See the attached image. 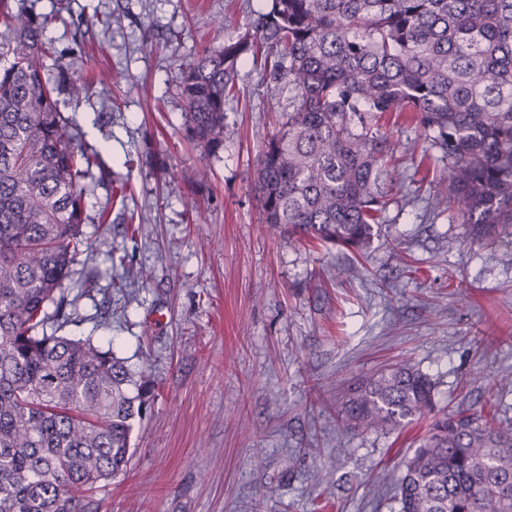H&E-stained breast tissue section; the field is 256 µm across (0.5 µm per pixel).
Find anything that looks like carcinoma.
Here are the masks:
<instances>
[{
    "mask_svg": "<svg viewBox=\"0 0 512 512\" xmlns=\"http://www.w3.org/2000/svg\"><path fill=\"white\" fill-rule=\"evenodd\" d=\"M0 25V512H92L86 493L126 467L154 387L62 334L96 155L59 96L78 103L86 85L62 62L50 73L39 17L0 0ZM248 53L293 92L257 161L264 223L365 250L394 183L379 119L414 112L448 161L435 206L479 238L512 234V0H271L183 72L186 135L208 154ZM434 405L435 383L402 361L359 383L336 422L387 432ZM392 490L397 512H512V422L435 419Z\"/></svg>",
    "mask_w": 512,
    "mask_h": 512,
    "instance_id": "carcinoma-1",
    "label": "carcinoma"
}]
</instances>
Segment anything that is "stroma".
<instances>
[{
    "label": "stroma",
    "instance_id": "1",
    "mask_svg": "<svg viewBox=\"0 0 512 512\" xmlns=\"http://www.w3.org/2000/svg\"><path fill=\"white\" fill-rule=\"evenodd\" d=\"M15 3L47 17L45 41L86 84L61 108L99 152L69 293L80 323L64 333L155 386L126 469L90 494L97 512H392L376 478L399 475L434 415L512 419V235L489 243L434 214L408 158L364 253L262 224L255 169L288 90L248 59L223 148L187 139L185 66L271 0ZM389 126L447 176L411 113ZM132 264L149 279H127ZM403 359L435 382L433 414L399 434L339 432L349 390Z\"/></svg>",
    "mask_w": 512,
    "mask_h": 512
}]
</instances>
